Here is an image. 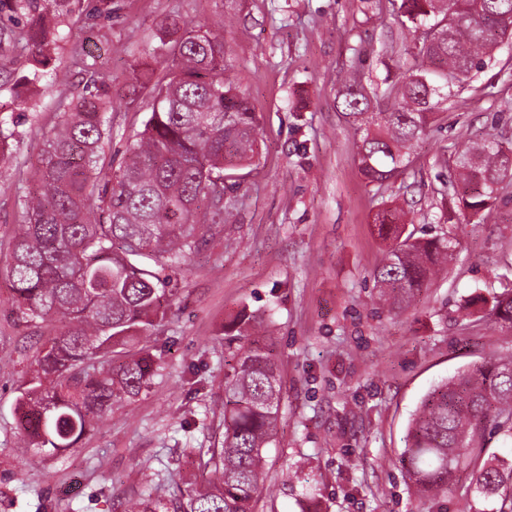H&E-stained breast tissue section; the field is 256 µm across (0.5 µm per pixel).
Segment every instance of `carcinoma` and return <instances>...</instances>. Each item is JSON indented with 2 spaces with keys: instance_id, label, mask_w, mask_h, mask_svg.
<instances>
[{
  "instance_id": "1",
  "label": "carcinoma",
  "mask_w": 512,
  "mask_h": 512,
  "mask_svg": "<svg viewBox=\"0 0 512 512\" xmlns=\"http://www.w3.org/2000/svg\"><path fill=\"white\" fill-rule=\"evenodd\" d=\"M392 2L402 27L435 34L421 38L420 63L385 77L384 89L360 78L336 89V108L355 128L360 170L370 182L405 173L414 142L443 112L448 94L483 68L498 38L512 36V0ZM25 42L37 82L56 32L41 18ZM165 63L161 74L148 67L132 73L126 108L138 109L146 98L151 111L117 169L98 166L112 140V101L90 93L45 137L35 190L21 200L6 265L13 314L50 328L17 397L22 460L75 447L106 410L148 385L157 360L136 352L114 363V348L164 320L176 296L173 274L204 233L233 213L224 195L240 187L238 171L257 155L259 119L224 77L223 37L189 24ZM456 167L449 224L499 205L500 190L512 184V149L489 136L464 147ZM376 223L393 241L374 270L376 287L388 311L404 310L436 274L448 272L455 245L405 234L401 208L380 210ZM492 312L512 329V291L493 296ZM273 326L265 313L245 308L224 326V435L220 445L198 449L210 477L166 499L153 495L149 474L125 512H252L280 421ZM489 428L512 438L511 356H491L423 398L402 454L417 492L445 490L470 467L475 492L496 500L495 512H512V459L485 456Z\"/></svg>"
}]
</instances>
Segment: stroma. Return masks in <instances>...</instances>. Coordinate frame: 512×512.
Segmentation results:
<instances>
[{
  "label": "stroma",
  "instance_id": "obj_1",
  "mask_svg": "<svg viewBox=\"0 0 512 512\" xmlns=\"http://www.w3.org/2000/svg\"><path fill=\"white\" fill-rule=\"evenodd\" d=\"M175 18L224 37L226 75L259 117V160L237 191V209L191 255L167 318L133 350L160 357L139 396L114 406L75 448L21 464L14 452L18 385L31 369L33 329L12 312L0 273V512H123L144 472L156 495L200 483L198 451L224 431V324L241 306L270 308L284 380L277 442L254 512H489L468 473L447 492L418 496L400 463L409 419L437 383L492 355H512V330L486 299L512 288V186L483 219L446 223L454 166L464 145L497 136L512 147V43L449 96L442 126L416 142L404 178L362 175L354 129L337 112L340 80H374L413 64L416 37L389 0H63L50 13L58 40L48 71L67 84L33 82L19 35L30 12L0 11V124L11 137L0 163V265L18 222V198L33 186L44 135L91 84V57L112 71L113 95L132 68H163L162 32ZM26 98L18 109L17 98ZM143 113L115 109L104 168L117 167ZM396 202L418 236L447 238L456 257L401 312L378 307L373 272L388 243L375 218Z\"/></svg>",
  "mask_w": 512,
  "mask_h": 512
}]
</instances>
